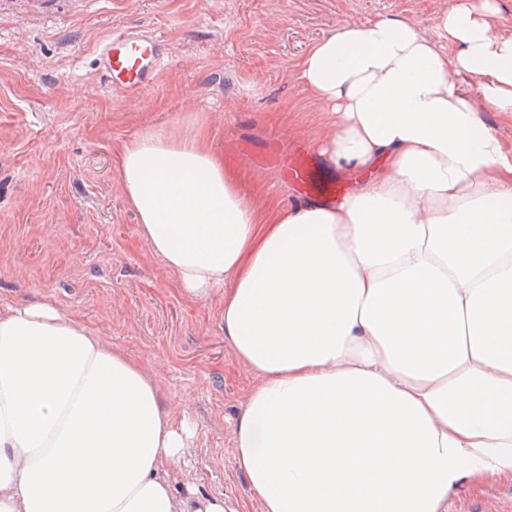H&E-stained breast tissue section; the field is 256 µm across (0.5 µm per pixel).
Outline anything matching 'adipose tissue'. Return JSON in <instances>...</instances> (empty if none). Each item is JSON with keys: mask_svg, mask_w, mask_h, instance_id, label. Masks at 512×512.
I'll list each match as a JSON object with an SVG mask.
<instances>
[{"mask_svg": "<svg viewBox=\"0 0 512 512\" xmlns=\"http://www.w3.org/2000/svg\"><path fill=\"white\" fill-rule=\"evenodd\" d=\"M299 69L320 156L357 175L342 199L261 215L195 123L120 142L118 183L181 292L224 291L257 378L233 444L261 512H448L512 478V143L482 117L512 121V28L494 0L425 32L351 19ZM192 436L123 347L0 305V512H227L172 491Z\"/></svg>", "mask_w": 512, "mask_h": 512, "instance_id": "1", "label": "adipose tissue"}]
</instances>
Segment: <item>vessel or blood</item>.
Instances as JSON below:
<instances>
[{"mask_svg":"<svg viewBox=\"0 0 512 512\" xmlns=\"http://www.w3.org/2000/svg\"><path fill=\"white\" fill-rule=\"evenodd\" d=\"M163 48L161 37L150 30L128 26L114 32L100 51L108 86L128 97L140 96L152 88L164 64ZM227 157L235 164L252 161L277 168L304 199L331 200L342 189L335 174L323 169L308 149L299 146L284 152L273 141L261 155L233 146Z\"/></svg>","mask_w":512,"mask_h":512,"instance_id":"b4317fda","label":"vessel or blood"}]
</instances>
